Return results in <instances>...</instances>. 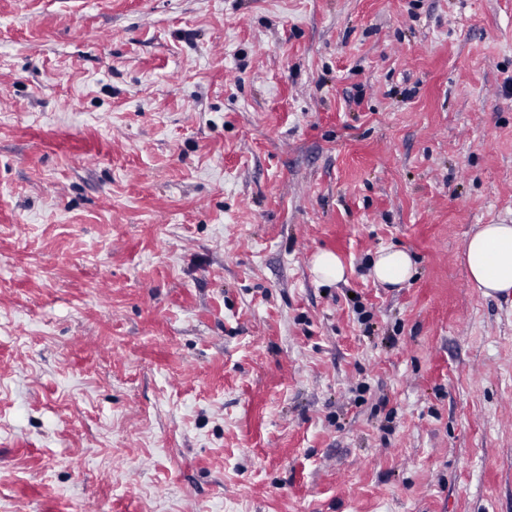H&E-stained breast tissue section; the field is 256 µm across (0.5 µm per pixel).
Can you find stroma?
Masks as SVG:
<instances>
[{
    "instance_id": "1",
    "label": "stroma",
    "mask_w": 512,
    "mask_h": 512,
    "mask_svg": "<svg viewBox=\"0 0 512 512\" xmlns=\"http://www.w3.org/2000/svg\"><path fill=\"white\" fill-rule=\"evenodd\" d=\"M511 219L512 0H0V512H512ZM463 263L484 295L512 293V224H480L468 237ZM415 262L405 249L388 247L382 249L372 265L374 278L381 284L397 286L408 282L415 274ZM313 272L327 283L339 282L345 277V266L341 259L332 252H320L315 255Z\"/></svg>"
}]
</instances>
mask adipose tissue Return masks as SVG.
I'll use <instances>...</instances> for the list:
<instances>
[{
	"label": "adipose tissue",
	"mask_w": 512,
	"mask_h": 512,
	"mask_svg": "<svg viewBox=\"0 0 512 512\" xmlns=\"http://www.w3.org/2000/svg\"><path fill=\"white\" fill-rule=\"evenodd\" d=\"M463 263L474 287L484 295L512 293V224H481L468 237ZM412 255L388 247L376 256L372 273L381 284L397 286L415 274Z\"/></svg>",
	"instance_id": "adipose-tissue-1"
}]
</instances>
